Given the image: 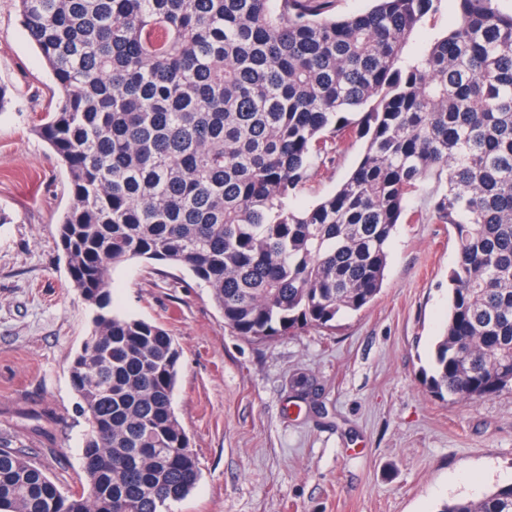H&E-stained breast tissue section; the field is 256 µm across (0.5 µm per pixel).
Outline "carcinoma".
<instances>
[{
	"label": "carcinoma",
	"instance_id": "obj_1",
	"mask_svg": "<svg viewBox=\"0 0 512 512\" xmlns=\"http://www.w3.org/2000/svg\"><path fill=\"white\" fill-rule=\"evenodd\" d=\"M17 0L64 96L32 128L65 169L57 233L93 329L70 365L91 425L88 491H62L0 433V512H169L198 483L172 406L181 351L113 307L136 259L189 271L224 327L288 336L369 307L409 200L457 258L429 388L459 400L512 391V13L455 0L456 25L410 54L441 0ZM366 140L337 190L290 201L313 165ZM440 512H512V482Z\"/></svg>",
	"mask_w": 512,
	"mask_h": 512
}]
</instances>
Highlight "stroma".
Wrapping results in <instances>:
<instances>
[{
  "instance_id": "1",
  "label": "stroma",
  "mask_w": 512,
  "mask_h": 512,
  "mask_svg": "<svg viewBox=\"0 0 512 512\" xmlns=\"http://www.w3.org/2000/svg\"><path fill=\"white\" fill-rule=\"evenodd\" d=\"M0 85V429L67 492L84 481L89 429L69 364L92 314L57 235L66 173L31 131L63 92L16 0H0ZM363 147L348 140L334 164L312 167L294 207L335 191ZM439 193L430 180L412 198L428 219L398 225L374 303L329 328L252 341L225 328L185 269L133 260L113 271L119 309L162 324L182 351L173 408L202 476L171 512H438L512 480V392L456 401L424 382L456 259L452 227L429 217ZM297 375L314 394L294 396Z\"/></svg>"
}]
</instances>
